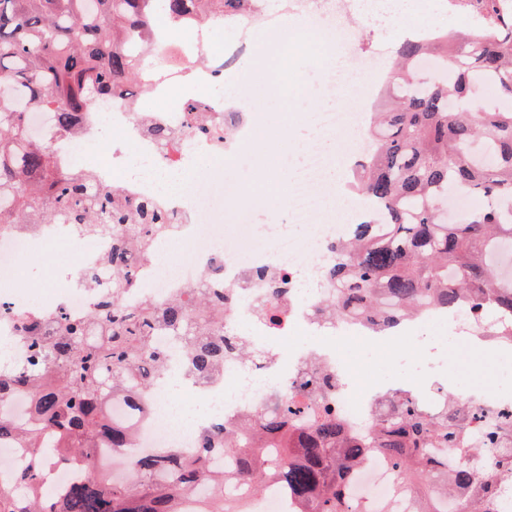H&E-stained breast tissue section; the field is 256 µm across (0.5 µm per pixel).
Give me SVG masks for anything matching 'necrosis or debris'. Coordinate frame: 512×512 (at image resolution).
Segmentation results:
<instances>
[{
  "instance_id": "obj_1",
  "label": "necrosis or debris",
  "mask_w": 512,
  "mask_h": 512,
  "mask_svg": "<svg viewBox=\"0 0 512 512\" xmlns=\"http://www.w3.org/2000/svg\"><path fill=\"white\" fill-rule=\"evenodd\" d=\"M316 0H284L281 17L263 8L234 18L237 40L225 44L222 53L209 48L206 23L190 28L186 42L158 36L153 48H139L145 62V91L162 94L180 85L197 87L210 109V126L200 129L186 121L185 112L157 109L139 116L135 101L124 95L90 104L74 131L61 129L52 112L27 114L30 132L52 144L60 165L73 167L81 154L103 155L94 168L97 185H110L123 174L122 187L139 200H149L170 215L165 232L151 235L148 254L131 251V286L116 297L123 309L151 304L166 307L187 299L197 286L223 294L224 335L245 346V353L224 357L222 368L207 375L195 372L177 336L167 327H156L150 346L169 353L165 367L148 390L135 396H113L108 417L115 424L130 425L139 451L175 457L187 463L196 456L202 431L221 432L257 418L274 404L299 406L290 427L301 429L321 409L331 410L344 430L367 436L376 421L397 401L411 402L422 413L439 415L453 407L465 417L466 447L435 449L447 476L459 468L478 474L495 459L496 445L489 436L504 419H512V391L491 392L482 385L449 389L444 376L448 357L464 355L471 340L479 338L484 323L468 320L456 324L455 313L430 306L399 322L385 344H378L370 324L323 313L336 296L319 270L336 257V246L347 240L351 227L336 221V188L325 172L330 155L311 151L289 175L287 223L256 228L241 223L237 199L218 205L224 189L222 170L226 158L239 153L251 135L252 118L245 110L247 78L237 75L230 101L212 96L224 83V74L249 55L255 30L266 29L274 52L270 58L275 82L288 78V59L301 52L288 27L291 16L316 14ZM328 46L348 52L352 65L367 76L383 71L369 55L351 52L354 34L339 19L322 28ZM167 59L155 69L153 55ZM171 129L174 144L162 146L148 133L151 125ZM148 170L135 180L125 177L130 158ZM190 177L189 192L160 186L163 178ZM304 232H296V225ZM181 240L185 249L176 262L163 266L158 254L163 244ZM109 234L83 235L69 224H36L21 229L0 226V267L12 269L23 258L68 247L72 260L62 278L41 288H25L12 281L0 282V372L27 365L30 341L23 323L52 326L59 317L83 318L101 300L111 297L112 271L103 263L112 251ZM97 273L83 278L84 269ZM312 279L316 288H303ZM55 449L23 448L16 440L0 442V483L12 484L16 474L40 466L41 459L55 456ZM208 465L219 474L221 487L195 484L178 504L179 512H203L216 493L245 503L248 512H295V505L279 481L266 478L254 489L241 475L235 457L215 444ZM42 468L41 481L59 497L77 482L101 485L127 483L137 471L122 449H98L93 470L73 463ZM347 493L367 512H420L421 503L399 468L380 454H368L347 474Z\"/></svg>"
}]
</instances>
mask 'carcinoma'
<instances>
[{
    "label": "carcinoma",
    "mask_w": 512,
    "mask_h": 512,
    "mask_svg": "<svg viewBox=\"0 0 512 512\" xmlns=\"http://www.w3.org/2000/svg\"><path fill=\"white\" fill-rule=\"evenodd\" d=\"M489 26L460 35L429 33L396 48L392 69L396 92L381 112L371 113V151L357 162L352 191L370 210L337 248L325 277L336 288L333 315L362 318L384 327L415 314L425 302L450 310L468 309L489 332L512 346V280L494 269V254L512 244V9L504 0H481ZM256 6V0H0V225L76 224L92 234L125 229L112 245V292L130 286L126 250L147 249L142 225L160 232L155 210L111 186L84 190L81 177L66 171L50 147L28 135L25 112L59 113L71 129L94 100L119 96L141 77L134 46L151 39L163 17L181 30L197 19L228 20ZM430 56L441 71L426 92L408 94L418 77L416 63ZM492 90L490 107L470 102L473 86ZM466 189L479 205L467 218L444 220L440 200ZM191 313L179 303L160 312L151 307L125 312L107 302L80 321L60 319L54 337L34 336L37 362L0 373V401L28 388L42 422L16 426L0 419V437L12 435L25 448H45L53 436L64 450L59 461L79 457L94 465L97 448H133L131 436L105 428L112 393L129 386L146 390L161 370L162 356L150 351L155 321L183 339L195 370L208 374L231 348L224 340V297L196 291ZM391 429L380 428L361 441L344 433L336 417L323 414L299 432L288 430V407L263 412L246 432L222 436L224 453L240 457L251 479L264 467L251 442L282 438L288 463L277 477L303 512H363L346 496L345 476L369 448H380L403 469V480L426 492L444 483L442 461L426 455L460 437L451 415L437 420L404 402ZM217 435L203 432L195 460L177 466L164 455H134L139 479L107 490L76 483L60 501L46 498L38 474L24 471L17 481L30 488L27 500L0 486V512H177L178 491L194 484L217 485L207 461ZM512 477V447L480 474L461 472L452 485L474 486L459 512H492L500 482Z\"/></svg>",
    "instance_id": "cac0c4a2"
}]
</instances>
